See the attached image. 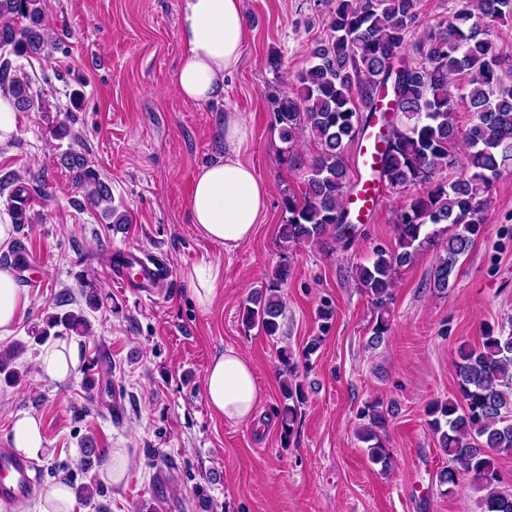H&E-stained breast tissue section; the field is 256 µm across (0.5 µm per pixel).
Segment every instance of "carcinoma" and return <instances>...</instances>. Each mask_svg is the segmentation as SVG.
Wrapping results in <instances>:
<instances>
[{
    "label": "carcinoma",
    "mask_w": 512,
    "mask_h": 512,
    "mask_svg": "<svg viewBox=\"0 0 512 512\" xmlns=\"http://www.w3.org/2000/svg\"><path fill=\"white\" fill-rule=\"evenodd\" d=\"M320 2L328 12L327 37L316 43L309 65L297 74L296 96L279 98L274 110L284 143L293 144L299 131L307 130L321 147L305 169L304 203H285L288 217L280 239L331 253L351 245L355 227L346 222L351 183L345 154L376 118L382 93L390 92L392 114L378 178L391 188L419 186L421 192L397 214L395 247L378 248L369 263L355 266L359 286L374 306L370 343L376 346L390 331V304L401 271L432 247L439 256L430 287L447 290L460 257L484 233L494 181L512 168V81L503 75L507 52L491 38L498 25L512 19V0H454L451 16L412 43L408 34L418 19V0ZM54 46L43 24V0H0V48L23 57L48 54ZM11 71L12 62L1 60L0 88L16 108L49 111L46 102L34 103L28 84ZM461 75L467 76V85L455 94L452 88ZM461 107L471 114L464 129L456 120ZM62 161L83 191L84 206L110 224L128 223L84 154L70 149ZM444 169L456 170V178L435 181ZM28 196L29 188L21 184L10 197L16 224L33 223ZM440 224L444 228L426 231ZM85 304L49 316L41 335L58 326L84 335L85 309L98 308V295L85 294ZM283 316V303L269 286L252 294L242 322L275 336ZM455 377V393L430 400L424 409L428 429L449 462L437 473L438 486L450 495L466 477L485 491L481 512H512V494L497 488L499 460L512 456V325L484 330L477 346L462 343ZM284 398L282 427L289 432L303 401L301 384L286 388ZM360 417L364 423L357 435L368 444V457L390 471L392 460L382 441L389 412L376 401L365 405ZM74 490L85 502L104 494L103 485L93 480Z\"/></svg>",
    "instance_id": "carcinoma-1"
}]
</instances>
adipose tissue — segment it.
I'll return each mask as SVG.
<instances>
[{"instance_id":"adipose-tissue-1","label":"adipose tissue","mask_w":512,"mask_h":512,"mask_svg":"<svg viewBox=\"0 0 512 512\" xmlns=\"http://www.w3.org/2000/svg\"><path fill=\"white\" fill-rule=\"evenodd\" d=\"M246 37L243 0H184L174 78L179 98L196 106L220 100L225 77L241 61ZM252 138L239 113H225L219 132L223 156L197 171L189 199L191 224L228 251L254 235L267 210V186L242 159ZM186 278L201 311H209L224 293V274L218 265H195ZM28 304L11 271L0 269V333L9 332ZM79 364V350L72 344L54 345L39 357L42 374L58 381L76 375ZM203 394L212 413L233 423L253 420L261 399L250 361L231 347L211 359Z\"/></svg>"}]
</instances>
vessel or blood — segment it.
Listing matches in <instances>:
<instances>
[{
  "label": "vessel or blood",
  "instance_id": "vessel-or-blood-1",
  "mask_svg": "<svg viewBox=\"0 0 512 512\" xmlns=\"http://www.w3.org/2000/svg\"><path fill=\"white\" fill-rule=\"evenodd\" d=\"M381 143L376 133L367 132L356 146L357 177L348 196L347 210L352 221L363 223L376 213L382 196L377 176ZM168 278L165 266L157 259L126 250L116 253L112 281L119 287L135 290L141 296L158 295ZM37 471L9 449L0 448V504L13 505L32 497Z\"/></svg>",
  "mask_w": 512,
  "mask_h": 512
}]
</instances>
